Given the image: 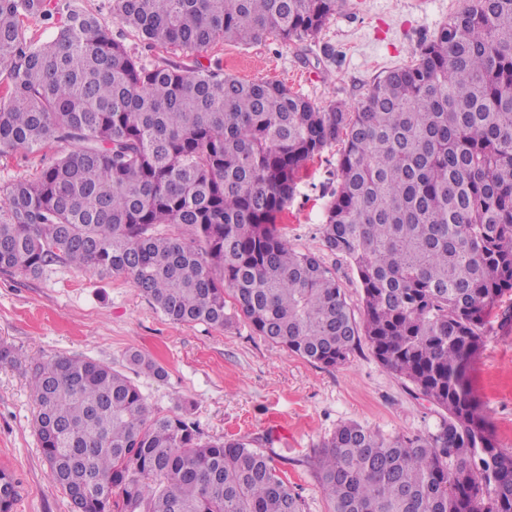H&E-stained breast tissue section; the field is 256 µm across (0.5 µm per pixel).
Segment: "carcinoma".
<instances>
[{
  "label": "carcinoma",
  "instance_id": "1",
  "mask_svg": "<svg viewBox=\"0 0 512 512\" xmlns=\"http://www.w3.org/2000/svg\"><path fill=\"white\" fill-rule=\"evenodd\" d=\"M343 2L112 0V17L152 48L194 54L313 39ZM24 16L53 12L0 0V155H61L0 190V272L62 262L124 276L173 323L222 328L236 315L323 367L365 341L442 414L413 437L338 426L313 456L333 512H512V451L470 379L512 295V0H465L353 109L219 68L146 63L75 9L34 43ZM337 143L321 233L357 272L359 318L335 274L275 224ZM125 359L166 376L141 350ZM30 386L49 477L73 512L307 510L271 456L241 437L203 439L187 410L151 414L108 363L32 357ZM19 498L1 469L0 512Z\"/></svg>",
  "mask_w": 512,
  "mask_h": 512
}]
</instances>
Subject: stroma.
Returning a JSON list of instances; mask_svg holds the SVG:
<instances>
[{
	"label": "stroma",
	"instance_id": "35a3bbf8",
	"mask_svg": "<svg viewBox=\"0 0 512 512\" xmlns=\"http://www.w3.org/2000/svg\"><path fill=\"white\" fill-rule=\"evenodd\" d=\"M109 22L129 53L149 62L220 67L243 80L285 83L326 107H356L386 70L411 62L414 48L432 39L464 0H344L315 39H275L243 46L217 41L189 56L145 45L112 20V0H51ZM56 152L0 155V186L33 178ZM337 147L327 148L304 174L277 223L296 249L332 269L353 307L362 290L356 271L325 249L324 205L336 186ZM18 362L0 365V469L17 481L15 512H70L68 498L49 478L35 429L30 390L33 357L83 356L126 369L135 347L160 361L167 376L133 374L151 413L189 408L203 438L235 435L271 455L304 498L308 512H332L313 463V450L340 424L355 421L388 437L434 431L437 407L376 360L368 344L348 361L324 368L290 355L258 336L244 319L224 328L167 320L126 278L87 273L65 263L42 275L0 272V345ZM481 412L500 447L512 450V295L495 306L488 336L472 368Z\"/></svg>",
	"mask_w": 512,
	"mask_h": 512
}]
</instances>
